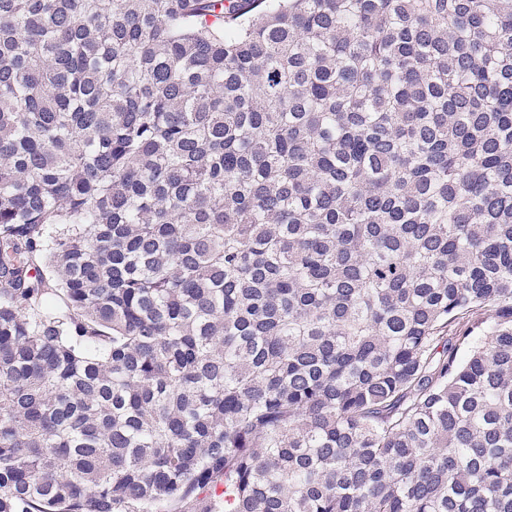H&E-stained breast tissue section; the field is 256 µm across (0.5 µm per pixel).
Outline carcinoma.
<instances>
[{
    "instance_id": "carcinoma-1",
    "label": "carcinoma",
    "mask_w": 512,
    "mask_h": 512,
    "mask_svg": "<svg viewBox=\"0 0 512 512\" xmlns=\"http://www.w3.org/2000/svg\"><path fill=\"white\" fill-rule=\"evenodd\" d=\"M512 512V0H0V512Z\"/></svg>"
}]
</instances>
